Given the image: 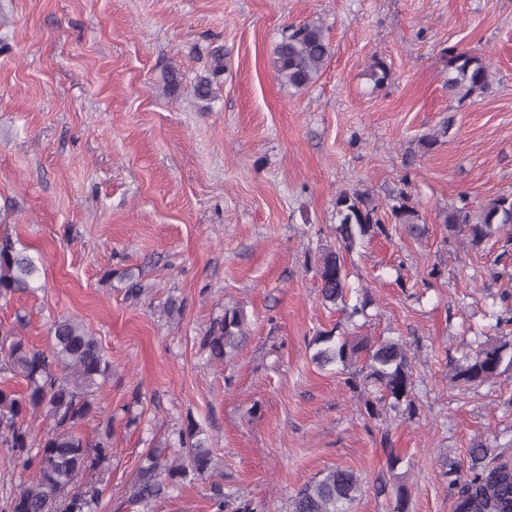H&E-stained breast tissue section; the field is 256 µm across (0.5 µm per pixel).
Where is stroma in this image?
<instances>
[{
    "instance_id": "1",
    "label": "stroma",
    "mask_w": 512,
    "mask_h": 512,
    "mask_svg": "<svg viewBox=\"0 0 512 512\" xmlns=\"http://www.w3.org/2000/svg\"><path fill=\"white\" fill-rule=\"evenodd\" d=\"M304 23L331 56L297 91L277 81L273 51ZM462 50L491 71L465 98L448 91ZM218 53L224 72L198 98ZM374 55L389 69L380 86ZM342 190L374 198L388 229L345 258L370 298L351 323L316 276L338 246ZM510 193L512 0H0V236L45 269L40 290L0 301V323L26 313L21 335L45 349L55 320L82 319L111 355L79 426L91 439L112 421L109 458L82 477L103 492L97 512H126L149 448L181 456L190 419L216 468L151 512H212L215 483L286 512L333 467L362 482L353 512H392L401 484L409 512H452L449 463L479 443L512 456V368L465 387L449 367L512 316V229L477 250L442 213ZM402 195L421 237L395 222ZM171 300L181 314H166ZM228 307L247 335L213 363L199 339ZM336 327L403 341L413 418L369 417L343 374L311 362V339Z\"/></svg>"
}]
</instances>
